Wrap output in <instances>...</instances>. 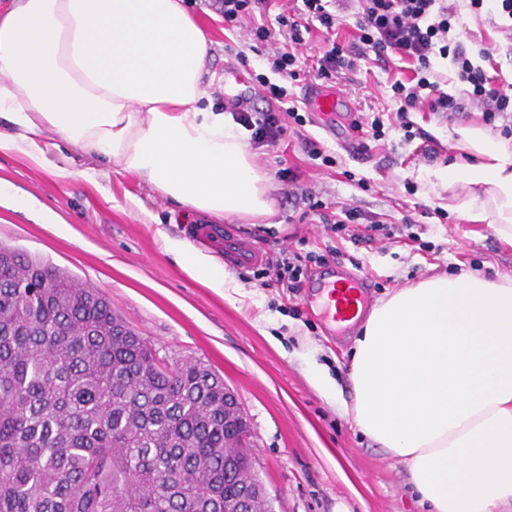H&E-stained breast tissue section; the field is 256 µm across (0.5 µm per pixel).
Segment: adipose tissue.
I'll return each mask as SVG.
<instances>
[{
  "label": "adipose tissue",
  "instance_id": "adipose-tissue-1",
  "mask_svg": "<svg viewBox=\"0 0 512 512\" xmlns=\"http://www.w3.org/2000/svg\"><path fill=\"white\" fill-rule=\"evenodd\" d=\"M210 45L184 0H14L0 12V150L41 161L58 139L185 208L267 220L270 178L244 129L201 104ZM448 137L466 155L433 172L449 211L512 244V142L476 126ZM169 250L227 287L212 257ZM348 376L356 426L402 459L428 512L512 501L511 280L463 272L396 291L364 320Z\"/></svg>",
  "mask_w": 512,
  "mask_h": 512
}]
</instances>
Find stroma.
<instances>
[{
  "instance_id": "35a3bbf8",
  "label": "stroma",
  "mask_w": 512,
  "mask_h": 512,
  "mask_svg": "<svg viewBox=\"0 0 512 512\" xmlns=\"http://www.w3.org/2000/svg\"><path fill=\"white\" fill-rule=\"evenodd\" d=\"M463 9L464 45L481 41L495 49L500 72L512 77V20L500 14ZM192 15L212 41L206 102L224 110L225 92H252L265 72L268 49L253 41L248 24L225 28L214 0H189ZM307 80L288 82V103L303 124L287 121L279 141L253 147L258 166L271 178L272 223L234 220L243 236L262 241L270 252L303 238V251H338L337 265L367 277L373 300L389 297L421 278L471 270L512 279V246L490 224H475L449 212L448 192L427 182L430 169L453 153L448 130L482 125L473 106L448 120L431 112L411 119L443 147L424 158L415 143L391 132L369 143L364 154L344 149L324 119L306 107ZM356 118L392 105L388 76L361 63L349 78L337 79ZM315 142L329 163L307 151ZM67 166L68 175L58 173ZM96 169L95 180L83 178ZM0 181L34 196L57 216L41 224L33 212L0 203V243L27 251L86 282L112 305L159 356L210 365L238 396L247 416L255 467L270 494L274 512H424L405 464L364 436L351 416L347 367L358 324H333L320 298L269 283L261 267L227 268L232 289L211 288L190 276L167 249L184 241L188 224L209 216L165 198L137 175L84 154L50 150L39 164L16 151L0 152ZM321 200L328 216L338 206L357 210L362 222L390 225L385 243H353L334 233L309 199ZM413 225L404 226V216ZM322 375L334 385L324 392L313 383Z\"/></svg>"
}]
</instances>
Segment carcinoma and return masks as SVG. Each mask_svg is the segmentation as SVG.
Listing matches in <instances>:
<instances>
[{
  "instance_id": "1",
  "label": "carcinoma",
  "mask_w": 512,
  "mask_h": 512,
  "mask_svg": "<svg viewBox=\"0 0 512 512\" xmlns=\"http://www.w3.org/2000/svg\"><path fill=\"white\" fill-rule=\"evenodd\" d=\"M224 378L166 361L76 276L0 246V512H224L263 489Z\"/></svg>"
}]
</instances>
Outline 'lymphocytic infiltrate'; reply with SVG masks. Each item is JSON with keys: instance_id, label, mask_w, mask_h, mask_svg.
Masks as SVG:
<instances>
[{"instance_id": "1", "label": "lymphocytic infiltrate", "mask_w": 512, "mask_h": 512, "mask_svg": "<svg viewBox=\"0 0 512 512\" xmlns=\"http://www.w3.org/2000/svg\"><path fill=\"white\" fill-rule=\"evenodd\" d=\"M283 33V46L273 48L267 60L273 72L298 80L301 74L313 79L333 80L354 71L359 61H373L389 70L392 60H399L405 74L390 84L396 105L395 127L403 132L404 142L417 139L410 111L427 107L446 118L462 111L459 100L441 86L436 67L449 62L457 79L467 87L471 101L482 112L487 125H499L503 136H512L507 119L512 116V82L500 72L488 71L494 50L485 43L465 49L455 41L453 31L459 21L447 0H360L352 39L340 38L344 21L336 13V0H300L288 11L275 14ZM320 26L327 48L311 69H303L300 52L305 36L313 26ZM257 87L268 106L251 113L236 104L232 114L248 128L254 144L277 142L284 133L283 117H295L294 109H281L287 93L284 87L256 75ZM421 139V138H418ZM420 151L433 157L438 153L431 138L421 139Z\"/></svg>"}]
</instances>
